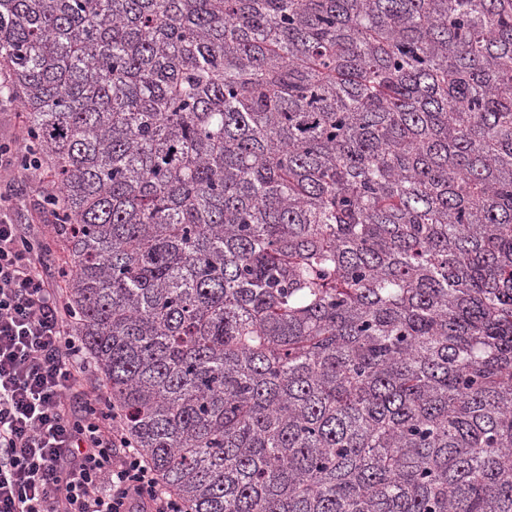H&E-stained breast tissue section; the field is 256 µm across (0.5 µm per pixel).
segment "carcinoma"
Listing matches in <instances>:
<instances>
[{
	"label": "carcinoma",
	"instance_id": "1",
	"mask_svg": "<svg viewBox=\"0 0 512 512\" xmlns=\"http://www.w3.org/2000/svg\"><path fill=\"white\" fill-rule=\"evenodd\" d=\"M1 67L188 512H512V0H0Z\"/></svg>",
	"mask_w": 512,
	"mask_h": 512
}]
</instances>
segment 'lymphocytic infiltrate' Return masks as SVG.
Masks as SVG:
<instances>
[{
    "instance_id": "obj_1",
    "label": "lymphocytic infiltrate",
    "mask_w": 512,
    "mask_h": 512,
    "mask_svg": "<svg viewBox=\"0 0 512 512\" xmlns=\"http://www.w3.org/2000/svg\"><path fill=\"white\" fill-rule=\"evenodd\" d=\"M0 197V512H186L124 436L39 235ZM84 395L80 412L68 398Z\"/></svg>"
}]
</instances>
